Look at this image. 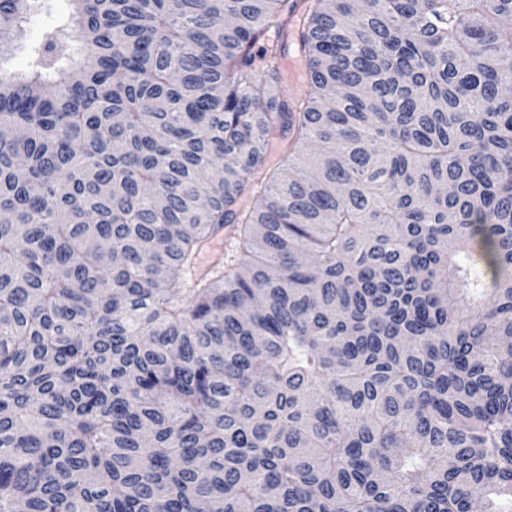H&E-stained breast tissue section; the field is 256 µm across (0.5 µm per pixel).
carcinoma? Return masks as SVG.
Segmentation results:
<instances>
[{"mask_svg": "<svg viewBox=\"0 0 512 512\" xmlns=\"http://www.w3.org/2000/svg\"><path fill=\"white\" fill-rule=\"evenodd\" d=\"M69 2L0 76V512H512V0Z\"/></svg>", "mask_w": 512, "mask_h": 512, "instance_id": "1", "label": "carcinoma"}]
</instances>
